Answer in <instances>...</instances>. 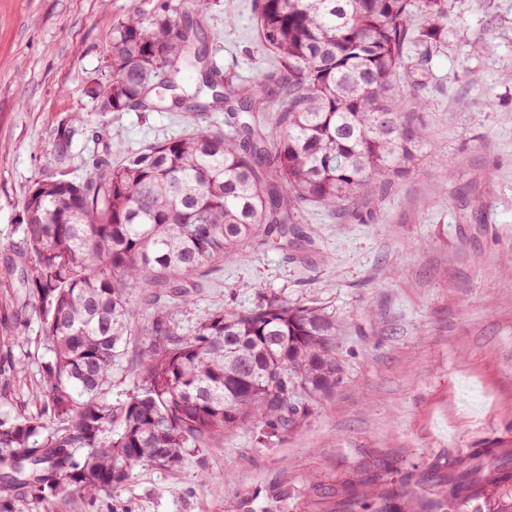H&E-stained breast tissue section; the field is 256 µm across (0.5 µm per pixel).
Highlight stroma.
I'll list each match as a JSON object with an SVG mask.
<instances>
[{
	"instance_id": "stroma-1",
	"label": "stroma",
	"mask_w": 512,
	"mask_h": 512,
	"mask_svg": "<svg viewBox=\"0 0 512 512\" xmlns=\"http://www.w3.org/2000/svg\"><path fill=\"white\" fill-rule=\"evenodd\" d=\"M200 18L211 62L263 81L255 0H0V417L41 409L39 324L19 281L24 200L55 173L58 126L91 112L83 85L105 76L109 36L161 2ZM427 61L409 49L406 110L425 100L427 146L381 200L343 218L301 215L311 245L225 257L173 318L249 310L265 297L336 317L340 381L269 445L240 429L173 469L152 464L110 493L35 496L0 488V512H349L402 474L512 440V0H448ZM220 112L94 114L112 160L199 127Z\"/></svg>"
}]
</instances>
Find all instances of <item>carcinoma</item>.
Segmentation results:
<instances>
[{
  "mask_svg": "<svg viewBox=\"0 0 512 512\" xmlns=\"http://www.w3.org/2000/svg\"><path fill=\"white\" fill-rule=\"evenodd\" d=\"M447 22L446 0H256V32L276 61L259 85L205 65L199 24L168 4L112 28V71L84 88L95 111L159 109L157 85L176 106L181 73L198 69L194 111L224 113L228 130L201 127L119 164L104 141L77 181L67 163L92 114L57 128V172L25 199L20 273L50 354L43 404L0 419L1 484L95 496L141 464L173 469L226 431L250 428L265 444L298 421L306 399L336 385V318L323 309L267 298L186 331L159 301L187 295L247 246L297 244L309 206L350 216L385 194L426 143L401 103L403 59ZM138 288L156 305L146 325L131 303ZM130 336L143 337L136 374L114 403L113 371ZM483 483L512 486L511 447L475 448L448 464L430 503L448 512L477 499ZM398 498L376 507L357 499L353 512H397Z\"/></svg>",
  "mask_w": 512,
  "mask_h": 512,
  "instance_id": "cac0c4a2",
  "label": "carcinoma"
}]
</instances>
